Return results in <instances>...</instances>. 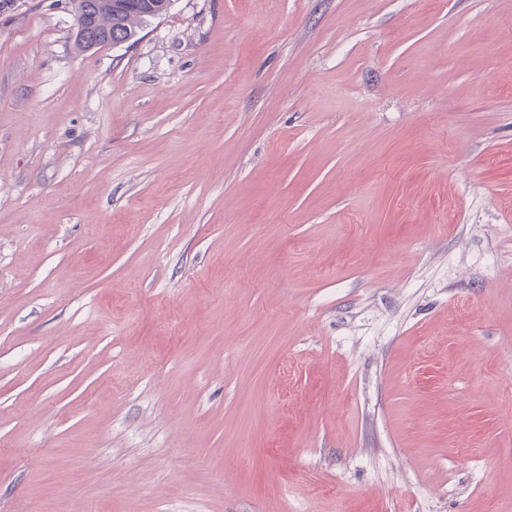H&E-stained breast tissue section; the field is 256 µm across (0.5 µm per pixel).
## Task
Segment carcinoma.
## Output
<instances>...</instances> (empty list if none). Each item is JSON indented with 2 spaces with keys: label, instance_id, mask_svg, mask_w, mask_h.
Segmentation results:
<instances>
[{
  "label": "carcinoma",
  "instance_id": "obj_1",
  "mask_svg": "<svg viewBox=\"0 0 512 512\" xmlns=\"http://www.w3.org/2000/svg\"><path fill=\"white\" fill-rule=\"evenodd\" d=\"M162 0H112V12L99 13V0H74L75 13L85 19L87 34L76 33L79 46L90 49L93 40L110 31L112 40L125 43L136 37L137 29L154 17Z\"/></svg>",
  "mask_w": 512,
  "mask_h": 512
}]
</instances>
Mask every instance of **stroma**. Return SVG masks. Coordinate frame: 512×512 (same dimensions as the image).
<instances>
[{"label": "stroma", "mask_w": 512, "mask_h": 512, "mask_svg": "<svg viewBox=\"0 0 512 512\" xmlns=\"http://www.w3.org/2000/svg\"><path fill=\"white\" fill-rule=\"evenodd\" d=\"M0 0V512H512V0ZM101 7L99 6V2ZM74 0L75 14L80 13L85 19V27L89 40L77 30L76 38L79 46L90 49L93 46V39L106 35L105 31L110 30L112 41L117 44L125 43L136 37L137 29L149 18H154V13L159 9L162 0ZM132 4L133 7L127 5ZM99 7L104 11H112V14L101 13ZM99 18L96 22V17ZM112 41L105 39L99 46H107ZM115 44V45H117Z\"/></svg>", "instance_id": "35a3bbf8"}]
</instances>
